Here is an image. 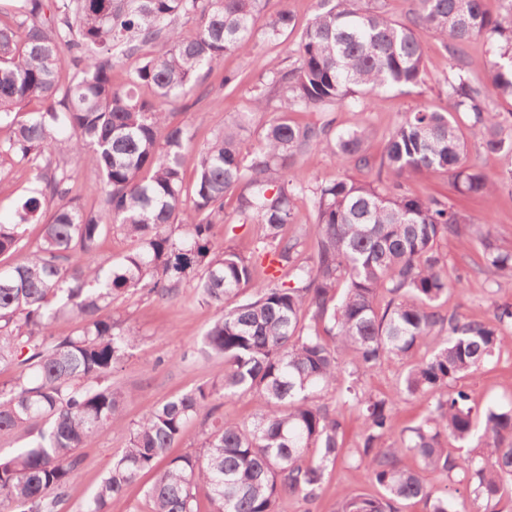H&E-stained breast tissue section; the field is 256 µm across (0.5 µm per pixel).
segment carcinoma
<instances>
[{
	"label": "carcinoma",
	"mask_w": 512,
	"mask_h": 512,
	"mask_svg": "<svg viewBox=\"0 0 512 512\" xmlns=\"http://www.w3.org/2000/svg\"><path fill=\"white\" fill-rule=\"evenodd\" d=\"M332 6L303 31L295 60L259 79L251 110L276 98L281 115L257 145L247 147L248 113L215 134L197 154L196 175L185 180L182 160L192 146L188 126L172 112L185 92L228 53L253 51L254 21L268 0H4L0 4V154L28 167L37 187L19 220L0 222V256L21 246L25 225L41 238L20 261L0 268V365L17 370L0 387V432L41 423L37 437L0 457V512H62L82 463L77 450L102 431L123 426L128 395L112 387L113 372L138 337L112 317V303L142 290L158 299L183 284L217 310L197 354L223 361L221 375L177 395L128 427L125 447L85 500L83 512H108L139 477L157 471L146 491L150 512H277L288 494L317 501L328 469L345 457L346 415L363 420L361 446L351 455L364 466L377 495L345 490L337 512H402L422 500L429 512H502L512 496V407L479 410L470 394L448 389L476 374L500 350L498 326L512 323V305L490 322L447 313L448 290L463 288L443 272L440 243L474 238L487 268L512 276V252L492 240L490 224L470 231L468 220L437 198L403 191L417 174L443 171L463 193L512 191V169L491 178L465 164L468 143L455 115L492 153L512 157V111L491 110L493 98L512 100V0L488 16L484 0H411L404 21L355 0ZM191 19L195 31L178 26ZM292 17H267L273 39ZM438 38L456 63L444 78L448 111L423 104L395 125L379 161L364 149L362 124L338 132L334 107L373 101L383 88L422 82L423 39ZM492 51L486 74L460 57L471 38ZM144 54L128 85L112 82L125 56ZM38 100L43 107L26 111ZM307 112L298 124L290 112ZM67 143L64 152L58 145ZM375 170L368 183L339 178L313 188L298 181L297 163L318 153ZM96 168L99 203L87 209L73 195L70 159ZM237 194L238 221L264 229L263 258L288 269L256 278L259 258L214 242L224 223V198ZM310 195L317 250L300 261L295 200ZM58 201L45 215L48 201ZM116 229L132 249L108 266L84 260L100 235ZM250 289L248 298L240 292ZM57 320H74L67 336ZM443 342L419 358L432 333ZM396 361L403 366L388 393L355 379ZM334 392L335 406L317 401ZM430 393L434 402L419 425L394 434L393 413L404 395ZM250 396L248 424L224 417V399ZM200 420L201 450L169 451L191 421ZM478 437L489 456L448 454L445 441ZM411 454L421 466L410 468ZM445 476L466 492L460 506L426 479Z\"/></svg>",
	"instance_id": "1"
}]
</instances>
